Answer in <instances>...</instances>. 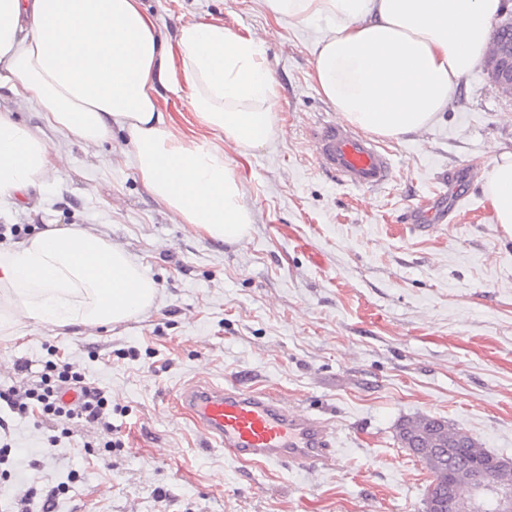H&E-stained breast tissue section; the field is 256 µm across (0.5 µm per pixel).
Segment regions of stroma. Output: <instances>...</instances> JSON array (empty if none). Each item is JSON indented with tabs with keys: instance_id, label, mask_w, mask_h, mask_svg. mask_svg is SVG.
I'll return each mask as SVG.
<instances>
[{
	"instance_id": "35a3bbf8",
	"label": "stroma",
	"mask_w": 512,
	"mask_h": 512,
	"mask_svg": "<svg viewBox=\"0 0 512 512\" xmlns=\"http://www.w3.org/2000/svg\"><path fill=\"white\" fill-rule=\"evenodd\" d=\"M144 2L170 37L205 21L263 40L282 132L248 154L225 145L254 222L223 245L148 193L124 133L86 148L46 131L69 162L0 200V225L24 227L0 237V252L44 225L81 224L123 247L159 295L150 314L113 328L28 322L0 335V388L27 381L17 360L69 362L111 395L125 443L106 461L78 428L51 449L44 426L16 419L10 486L45 490L77 471L55 512H422L431 477L396 437L400 421L422 415L512 459V235L482 191L493 158L512 150V98L477 69L434 125L380 139L395 164L388 184L348 187L314 152L316 127L341 118L311 78L325 24L293 26L263 0ZM452 179L456 218L412 229L415 212L447 204ZM195 380L236 381L326 420L335 466H259L203 449L176 400Z\"/></svg>"
}]
</instances>
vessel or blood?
Returning a JSON list of instances; mask_svg holds the SVG:
<instances>
[{
    "label": "vessel or blood",
    "instance_id": "b4317fda",
    "mask_svg": "<svg viewBox=\"0 0 512 512\" xmlns=\"http://www.w3.org/2000/svg\"><path fill=\"white\" fill-rule=\"evenodd\" d=\"M315 153L323 168L345 186L377 189L393 177L391 155L342 123L322 124ZM177 400L208 441L232 459L302 467L336 462L326 422L283 398L237 385L195 382L183 386Z\"/></svg>",
    "mask_w": 512,
    "mask_h": 512
}]
</instances>
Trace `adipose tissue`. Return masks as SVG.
Instances as JSON below:
<instances>
[{
	"label": "adipose tissue",
	"instance_id": "adipose-tissue-1",
	"mask_svg": "<svg viewBox=\"0 0 512 512\" xmlns=\"http://www.w3.org/2000/svg\"><path fill=\"white\" fill-rule=\"evenodd\" d=\"M295 25L325 22L312 79L352 126L399 139L435 123L484 60L502 0H265ZM36 93L43 119L67 139L100 144L121 130L125 155L151 195L213 242L245 239L253 222L224 154L274 142L277 81L265 45L208 22L163 37L142 0H0V91ZM183 91L197 123L221 142L174 130L158 99ZM65 163L40 129L0 116V198L25 195ZM512 232V152L484 183ZM156 282L121 246L86 227L48 225L0 253V334L25 321L60 328L118 325L149 314Z\"/></svg>",
	"mask_w": 512,
	"mask_h": 512
}]
</instances>
